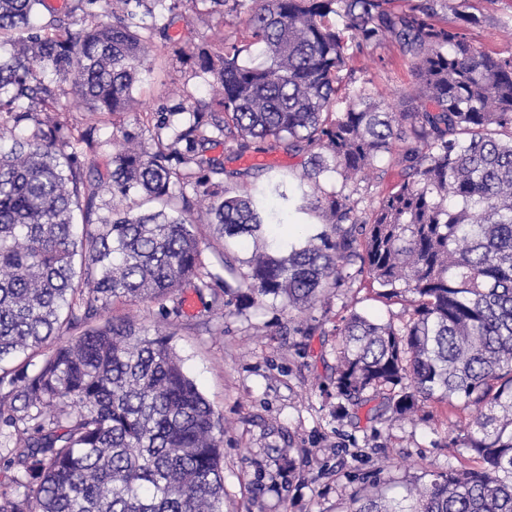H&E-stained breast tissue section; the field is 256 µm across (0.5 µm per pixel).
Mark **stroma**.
<instances>
[{"label": "stroma", "instance_id": "35a3bbf8", "mask_svg": "<svg viewBox=\"0 0 512 512\" xmlns=\"http://www.w3.org/2000/svg\"><path fill=\"white\" fill-rule=\"evenodd\" d=\"M448 3L449 23H458L463 14L477 17V24L466 28L475 47L512 53V0ZM148 66L133 89L132 111L103 115L96 124L99 140L120 144L126 136L146 134L155 111L180 102L183 92L202 100L212 96L209 84L191 77L189 66L166 50L151 48ZM348 69L388 103L412 80L410 62L389 41L365 49ZM211 154L235 173L225 179L226 187L259 195L282 181L294 199L287 224L229 252L238 273L248 272L255 247L285 254L325 231L319 211L302 200L300 176L308 152L250 149L233 158L218 145ZM175 300L181 314L169 322L160 316V303L152 301L118 303L109 314L152 332L172 333L185 373L221 417L224 512H351L356 493L400 501L434 472L472 465L471 452L448 445L461 415L447 404H429L393 424L339 406L332 381L336 330L343 319L357 311L397 324L411 309L409 302L377 297L366 276L331 289L304 313L270 296L218 310L189 286Z\"/></svg>", "mask_w": 512, "mask_h": 512}]
</instances>
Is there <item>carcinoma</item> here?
Instances as JSON below:
<instances>
[{
    "instance_id": "obj_1",
    "label": "carcinoma",
    "mask_w": 512,
    "mask_h": 512,
    "mask_svg": "<svg viewBox=\"0 0 512 512\" xmlns=\"http://www.w3.org/2000/svg\"><path fill=\"white\" fill-rule=\"evenodd\" d=\"M396 2L62 0L39 20L45 0H0V422L22 444L6 468L23 489L0 492V512H222L220 419L171 336L91 322L116 302L211 287L193 199L229 239L282 223V184L269 186L282 203L268 209L225 188L234 172L209 156L217 143L241 155L266 139L311 152L312 205L333 234L255 252L245 287L226 282L214 302L271 295L309 309L357 274L386 298L411 297L399 327L343 319L336 398L376 400L373 418L389 421L458 404L471 414L450 445L480 465L435 474L407 507L356 496L353 512H512V53L475 49L440 15L447 0ZM182 9L245 23L216 48L187 44L172 32ZM387 39L414 78L388 104L343 74ZM156 42L219 93L206 104L185 92L101 173L87 161L101 148L95 126L76 133L38 115L69 97L94 114L129 111ZM254 46L259 64L241 59ZM386 155L397 180L364 214L345 189ZM326 173L338 186L321 188ZM103 190L112 206L100 216ZM134 197L161 209L134 214Z\"/></svg>"
}]
</instances>
